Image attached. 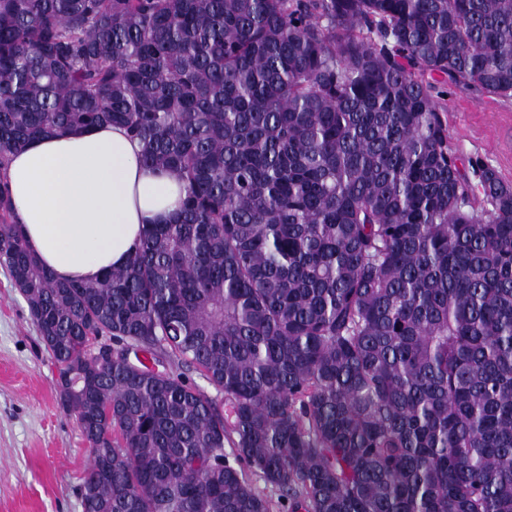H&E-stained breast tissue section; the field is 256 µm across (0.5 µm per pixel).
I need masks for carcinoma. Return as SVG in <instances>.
<instances>
[{
    "label": "carcinoma",
    "mask_w": 512,
    "mask_h": 512,
    "mask_svg": "<svg viewBox=\"0 0 512 512\" xmlns=\"http://www.w3.org/2000/svg\"><path fill=\"white\" fill-rule=\"evenodd\" d=\"M440 77L512 99V0H0V266L84 512H512V185L461 171ZM103 124L186 196L59 281L9 156Z\"/></svg>",
    "instance_id": "carcinoma-1"
}]
</instances>
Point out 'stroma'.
<instances>
[{
  "label": "stroma",
  "instance_id": "stroma-1",
  "mask_svg": "<svg viewBox=\"0 0 512 512\" xmlns=\"http://www.w3.org/2000/svg\"><path fill=\"white\" fill-rule=\"evenodd\" d=\"M443 103L461 162L478 158L512 184V100L448 85ZM57 369L25 299L0 268V512H84L89 449L56 388Z\"/></svg>",
  "mask_w": 512,
  "mask_h": 512
}]
</instances>
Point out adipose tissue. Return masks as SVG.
<instances>
[{
    "label": "adipose tissue",
    "instance_id": "adipose-tissue-1",
    "mask_svg": "<svg viewBox=\"0 0 512 512\" xmlns=\"http://www.w3.org/2000/svg\"><path fill=\"white\" fill-rule=\"evenodd\" d=\"M118 126L30 141L6 177L28 247L62 281H90L123 266L146 225L179 212L185 189L145 167Z\"/></svg>",
    "mask_w": 512,
    "mask_h": 512
}]
</instances>
